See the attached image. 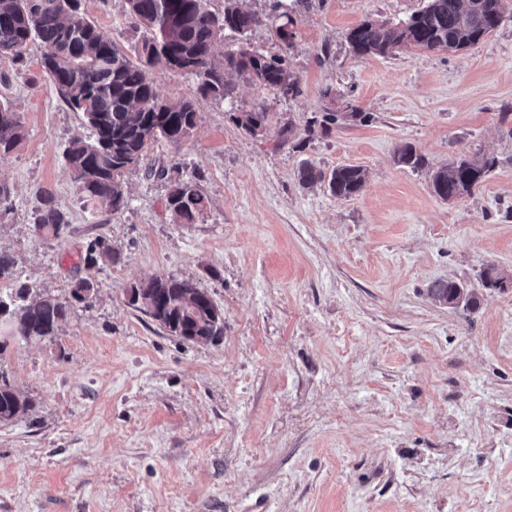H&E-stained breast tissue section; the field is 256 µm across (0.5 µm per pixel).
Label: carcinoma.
Instances as JSON below:
<instances>
[{
    "label": "carcinoma",
    "instance_id": "1",
    "mask_svg": "<svg viewBox=\"0 0 512 512\" xmlns=\"http://www.w3.org/2000/svg\"><path fill=\"white\" fill-rule=\"evenodd\" d=\"M208 0H125L129 27L141 33L135 58H129L106 39L73 0H0V60L14 65L23 62L29 41L44 47L41 65L48 72L65 102L82 113L93 132L90 140L75 139L66 159L77 192L95 208L117 212L125 207L122 178L126 170L139 166L148 149L159 141L173 146L186 142L197 125V112L190 100L177 103L160 99L152 69L158 65L191 73L198 79V91L215 99H233L235 86L227 77L239 76L250 84L272 91L283 82L298 91L297 79L283 56H267L255 50L250 33L266 22V16L247 10L243 0H224V12L208 9ZM512 7V0H428L427 5L405 21L366 20L346 33L349 47L357 55L388 57L405 46L428 51H459L484 39L487 27L499 21ZM271 10L280 23L271 34L290 45L295 24L285 0H272ZM180 17V24L166 26L168 16ZM240 36L233 50L216 53L225 32ZM326 112L308 121L305 132L326 134L349 115L366 119L350 99L327 89ZM249 134L268 127L270 113L261 106L232 115ZM25 128L19 113L0 103V158L9 155L24 140ZM395 163L413 170L427 166L424 157L409 144L401 145ZM494 157L474 155L452 159L430 170L434 194L446 201L470 195L497 166ZM367 173L359 166L345 165L327 174L307 163L300 171L305 185L324 183L331 193L348 199L364 187ZM35 227L41 238L61 236L68 221L53 197L43 192ZM167 204L180 224H195L207 203L194 181L174 178ZM80 259L85 264L114 259L111 244L102 237L88 241ZM136 310L149 316L168 335L194 336L196 342L212 341L224 335V312L209 293L189 279L155 277L130 286ZM96 295L94 283L78 279L69 297L60 300L22 286L15 294L0 298V317L13 335L37 342L55 334L69 307L91 306ZM432 299L441 304L459 300L477 309L480 296L463 291L451 280L429 288ZM33 407L30 398L8 380L0 381V424H9Z\"/></svg>",
    "mask_w": 512,
    "mask_h": 512
}]
</instances>
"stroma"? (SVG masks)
<instances>
[{"mask_svg":"<svg viewBox=\"0 0 512 512\" xmlns=\"http://www.w3.org/2000/svg\"><path fill=\"white\" fill-rule=\"evenodd\" d=\"M426 4L300 0L291 45L254 30V49L286 56L293 97L241 83L234 101L205 98L195 75L155 67L158 95L198 112L187 142L147 155L194 180L208 202L195 224L176 223L166 181L141 167L124 175L123 210L86 206L66 149L92 131L40 43L0 64V102L25 127L0 158V251L16 259L0 292L65 298L78 278L97 290L56 335L0 354V374L34 403L0 424V512H512V283L480 279L491 266L512 274V11L459 52L362 57L345 40ZM82 6L133 54L124 0ZM328 88L367 119L307 135ZM257 102L272 121L253 136L231 112ZM404 143L433 166L475 154L498 165L444 202L428 171L395 164ZM307 161L356 165L367 181L339 199L300 184ZM43 190L68 220L57 239L33 233ZM97 236L117 258L85 265ZM156 276L206 289L223 336L185 342L135 310L128 288ZM439 280L480 292V307L434 301Z\"/></svg>","mask_w":512,"mask_h":512,"instance_id":"obj_1","label":"stroma"}]
</instances>
